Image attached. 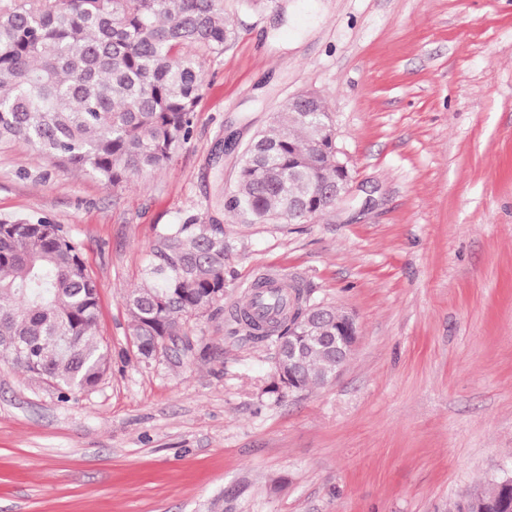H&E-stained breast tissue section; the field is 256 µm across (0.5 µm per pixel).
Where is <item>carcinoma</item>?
Listing matches in <instances>:
<instances>
[{
	"mask_svg": "<svg viewBox=\"0 0 512 512\" xmlns=\"http://www.w3.org/2000/svg\"><path fill=\"white\" fill-rule=\"evenodd\" d=\"M236 36L224 0H0V141H23L53 165L86 171L112 187L162 168L190 140L203 91L205 58ZM331 112H290L283 103L268 128L240 151L238 179L223 209L252 224H304L330 210L314 192L345 173L336 167ZM224 225L187 211L156 229L148 283L126 306L137 351L148 360L180 319L224 298ZM270 331L283 378L271 393L321 386L336 373L340 315L310 313L294 281L274 289ZM98 290L81 246L45 217L0 219V349L20 344L26 372L67 391L90 389L109 368L95 339ZM65 337L71 349L52 353ZM302 365L288 372V340ZM500 481L471 495L490 504Z\"/></svg>",
	"mask_w": 512,
	"mask_h": 512,
	"instance_id": "cac0c4a2",
	"label": "carcinoma"
}]
</instances>
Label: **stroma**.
<instances>
[{"label": "stroma", "instance_id": "obj_1", "mask_svg": "<svg viewBox=\"0 0 512 512\" xmlns=\"http://www.w3.org/2000/svg\"><path fill=\"white\" fill-rule=\"evenodd\" d=\"M193 134L112 191L0 142V216L80 242L110 368L59 389L0 360V512H457L512 473V0H226ZM326 97L348 194L305 224L218 213L236 152L288 98ZM224 226V298L139 358L126 296L157 226ZM354 316L333 383L268 393L234 319L258 276Z\"/></svg>", "mask_w": 512, "mask_h": 512}]
</instances>
